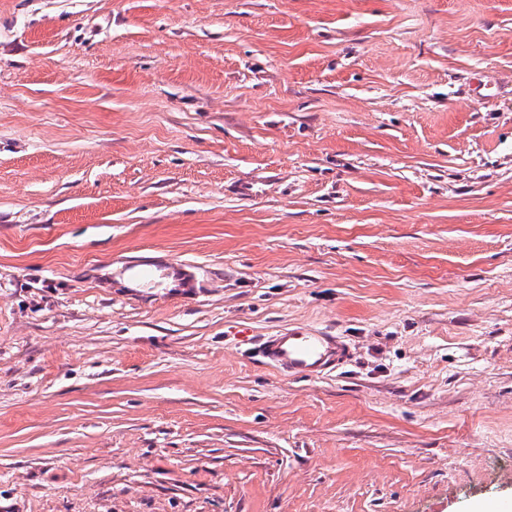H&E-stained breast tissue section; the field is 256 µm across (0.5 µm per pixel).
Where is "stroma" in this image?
Instances as JSON below:
<instances>
[{
    "instance_id": "35a3bbf8",
    "label": "stroma",
    "mask_w": 512,
    "mask_h": 512,
    "mask_svg": "<svg viewBox=\"0 0 512 512\" xmlns=\"http://www.w3.org/2000/svg\"><path fill=\"white\" fill-rule=\"evenodd\" d=\"M507 455L512 0H0V512H477ZM130 277L141 288H160L163 279L172 277L175 288L189 291L198 286L195 267L189 263L171 264L151 260H135L125 267ZM259 354L289 376H321L342 364L349 347L338 336L317 330L288 329L264 336Z\"/></svg>"
}]
</instances>
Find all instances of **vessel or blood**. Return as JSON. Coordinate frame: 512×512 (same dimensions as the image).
<instances>
[{
  "mask_svg": "<svg viewBox=\"0 0 512 512\" xmlns=\"http://www.w3.org/2000/svg\"><path fill=\"white\" fill-rule=\"evenodd\" d=\"M130 277L142 288H158L173 278L176 287L189 291L198 286L192 264L135 260L127 265ZM259 353L268 363L291 376L315 377L342 364L349 347L338 336L317 330L288 329L263 337Z\"/></svg>",
  "mask_w": 512,
  "mask_h": 512,
  "instance_id": "vessel-or-blood-1",
  "label": "vessel or blood"
}]
</instances>
